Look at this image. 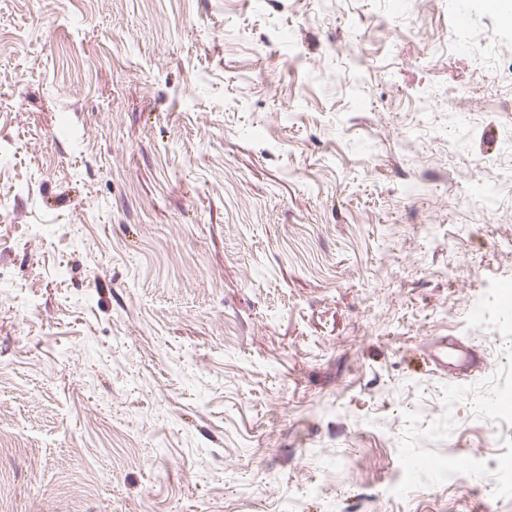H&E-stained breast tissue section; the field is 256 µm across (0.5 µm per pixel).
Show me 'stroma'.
Wrapping results in <instances>:
<instances>
[{"label":"stroma","mask_w":512,"mask_h":512,"mask_svg":"<svg viewBox=\"0 0 512 512\" xmlns=\"http://www.w3.org/2000/svg\"><path fill=\"white\" fill-rule=\"evenodd\" d=\"M456 10L0 0V512H512V26ZM449 340L447 336L442 337L439 349L430 357L437 369L447 371L448 365H454L460 367L458 372H467L479 367L480 360L475 354L457 349L455 343Z\"/></svg>","instance_id":"stroma-1"}]
</instances>
